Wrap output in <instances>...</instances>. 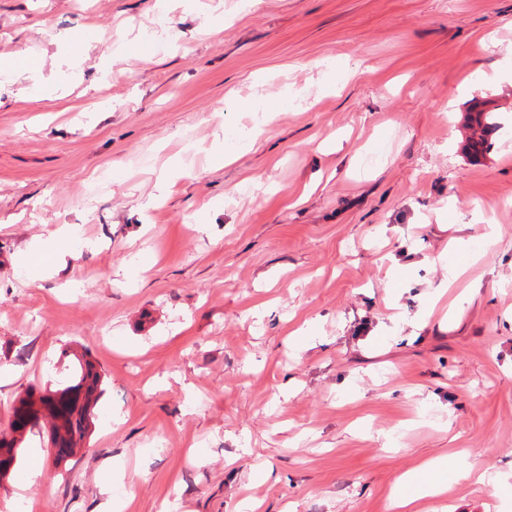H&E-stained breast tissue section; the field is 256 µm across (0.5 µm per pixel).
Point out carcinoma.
<instances>
[{
  "label": "carcinoma",
  "instance_id": "cac0c4a2",
  "mask_svg": "<svg viewBox=\"0 0 512 512\" xmlns=\"http://www.w3.org/2000/svg\"><path fill=\"white\" fill-rule=\"evenodd\" d=\"M471 148L478 154L490 147L488 137L500 129L494 110L483 108L472 118ZM101 374L84 359L71 369L66 384L56 390L28 392L12 408L7 428L0 430V475L15 469L23 434L38 426L41 416L51 418V437L60 447L56 459L72 456L92 430L93 409L100 395Z\"/></svg>",
  "mask_w": 512,
  "mask_h": 512
}]
</instances>
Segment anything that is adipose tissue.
Listing matches in <instances>:
<instances>
[{
	"mask_svg": "<svg viewBox=\"0 0 512 512\" xmlns=\"http://www.w3.org/2000/svg\"><path fill=\"white\" fill-rule=\"evenodd\" d=\"M470 475L475 476L478 483L493 486L496 493L512 492L508 483L486 471L472 474L462 458L451 455L427 461L415 471L399 476L394 485L392 506L395 512H423L422 502L447 495L453 481Z\"/></svg>",
	"mask_w": 512,
	"mask_h": 512,
	"instance_id": "ef3b65f1",
	"label": "adipose tissue"
}]
</instances>
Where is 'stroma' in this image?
<instances>
[{
	"label": "stroma",
	"instance_id": "35a3bbf8",
	"mask_svg": "<svg viewBox=\"0 0 512 512\" xmlns=\"http://www.w3.org/2000/svg\"><path fill=\"white\" fill-rule=\"evenodd\" d=\"M0 58V427L64 352L104 376L0 512H390L451 449L512 483V0H0ZM494 110L483 108L476 112L474 118H471L475 123V126L472 125L471 143V148L475 154L482 152L484 148L490 147L491 143H488V137L500 129V124L495 121ZM69 253L63 236H52L47 241L35 243L23 259V264L31 268L50 269Z\"/></svg>",
	"mask_w": 512,
	"mask_h": 512
}]
</instances>
